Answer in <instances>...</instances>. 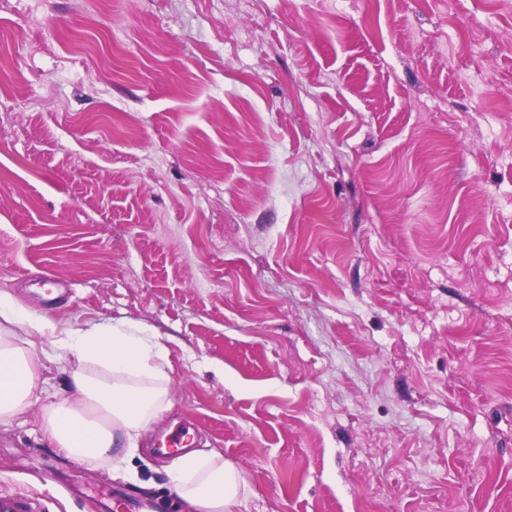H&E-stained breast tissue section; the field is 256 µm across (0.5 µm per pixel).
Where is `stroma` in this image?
Masks as SVG:
<instances>
[{
	"label": "stroma",
	"instance_id": "1",
	"mask_svg": "<svg viewBox=\"0 0 512 512\" xmlns=\"http://www.w3.org/2000/svg\"><path fill=\"white\" fill-rule=\"evenodd\" d=\"M0 293L135 326L171 406L92 469L0 425L45 512H188L161 434L236 512H512V9L501 0H0ZM64 281L46 306L33 280ZM173 486L188 508L197 512H234L242 504L245 480L238 468L219 451H192L169 466Z\"/></svg>",
	"mask_w": 512,
	"mask_h": 512
}]
</instances>
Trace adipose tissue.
<instances>
[{
	"label": "adipose tissue",
	"mask_w": 512,
	"mask_h": 512,
	"mask_svg": "<svg viewBox=\"0 0 512 512\" xmlns=\"http://www.w3.org/2000/svg\"><path fill=\"white\" fill-rule=\"evenodd\" d=\"M24 326L26 335L14 332ZM50 323L0 294V424L22 413L41 382L33 335ZM53 351L73 358L75 399L47 406L42 429L68 456L95 467L125 453L127 444L170 406L166 348L135 327H99L55 337ZM173 486L194 512H234L245 480L218 451H192L169 466Z\"/></svg>",
	"instance_id": "ef3b65f1"
}]
</instances>
